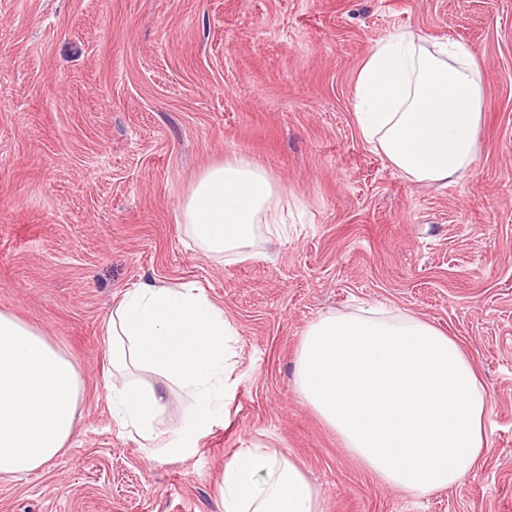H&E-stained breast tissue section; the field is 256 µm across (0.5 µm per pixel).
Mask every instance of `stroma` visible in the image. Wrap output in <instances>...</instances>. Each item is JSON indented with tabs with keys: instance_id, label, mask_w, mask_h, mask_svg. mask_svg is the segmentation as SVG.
<instances>
[{
	"instance_id": "1",
	"label": "stroma",
	"mask_w": 512,
	"mask_h": 512,
	"mask_svg": "<svg viewBox=\"0 0 512 512\" xmlns=\"http://www.w3.org/2000/svg\"><path fill=\"white\" fill-rule=\"evenodd\" d=\"M404 28L478 51L458 180L410 181L357 130L355 73ZM239 156L289 204L287 233L243 260L177 222L203 170ZM146 282L202 288L233 331L224 411L185 457H146L112 415L105 323ZM361 306L423 318L478 370L486 451L454 488L378 485L300 398L306 327ZM0 310L83 380L68 447L1 479L0 512H224L243 448L294 462L322 512H512V0H0Z\"/></svg>"
}]
</instances>
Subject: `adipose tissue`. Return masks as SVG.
Here are the masks:
<instances>
[{
    "label": "adipose tissue",
    "mask_w": 512,
    "mask_h": 512,
    "mask_svg": "<svg viewBox=\"0 0 512 512\" xmlns=\"http://www.w3.org/2000/svg\"><path fill=\"white\" fill-rule=\"evenodd\" d=\"M362 138L407 179L441 183L471 166L482 117L477 54L406 28L375 42L355 76ZM283 196L248 158L214 165L179 207L203 250L246 254L258 226L280 233ZM224 314L193 284L146 283L115 301L106 325L113 413L149 456L181 457L190 436L161 446L163 377L191 394L187 417L206 427L224 400ZM301 398L336 430L347 450L384 485L428 493L449 489L485 451L488 405L459 342L411 315L330 313L306 329L295 360ZM77 365L14 313L0 311V475L42 468L70 442L82 401ZM224 512H320L307 476L261 448L241 449L224 467Z\"/></svg>",
    "instance_id": "adipose-tissue-1"
}]
</instances>
